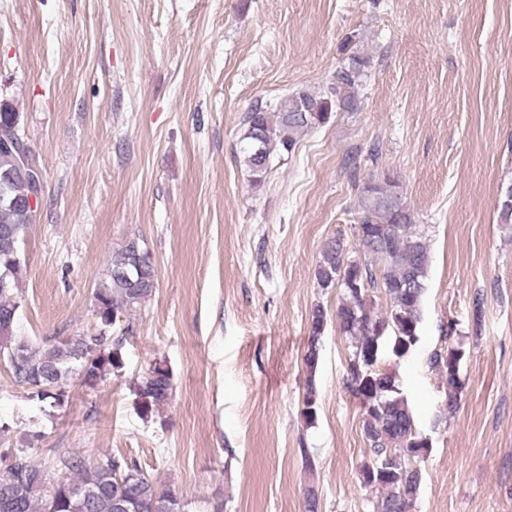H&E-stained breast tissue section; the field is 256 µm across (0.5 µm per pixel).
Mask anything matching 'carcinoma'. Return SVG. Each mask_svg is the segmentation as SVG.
<instances>
[{
	"mask_svg": "<svg viewBox=\"0 0 512 512\" xmlns=\"http://www.w3.org/2000/svg\"><path fill=\"white\" fill-rule=\"evenodd\" d=\"M354 46L353 37H346V58L327 93L296 91L246 114L243 153L253 183L263 181L273 156L295 150L300 131L326 123L335 108L357 109L355 87L367 61ZM12 167L9 152L0 149V273L8 272L0 287V357L9 363L14 382L31 397L57 406L69 378L77 376L91 387L122 370V342L112 340L110 331L123 312L151 296L155 267L148 264L152 256L142 240L130 237L112 252L106 278L95 289L96 331L41 345L16 336L23 301L21 244L27 228L39 219V202L31 201L29 183L12 173ZM358 214L361 230L354 236L360 256L350 258L343 238L334 236L321 249L315 278L321 288L342 290L335 318L350 341L348 388L361 407L368 457L359 470L360 483L374 493L372 512H411L423 478L416 463L427 455L430 442L415 428L397 374L381 368L380 362L386 350L397 360L406 357L420 340L429 249L412 231L413 215L388 178L371 177L363 184ZM378 288L389 301L384 317L374 312L370 299ZM326 323L325 310L315 306L304 356L308 377L302 415L309 423L317 416L315 370ZM463 357L462 349L451 345L428 357L429 368L446 381V416L458 406ZM134 391L141 414L151 415L172 396L169 369L156 364L134 383ZM5 459L0 512H182L186 507L176 487L158 485L123 457L106 456L90 464L76 453H65L38 464L26 449L18 448Z\"/></svg>",
	"mask_w": 512,
	"mask_h": 512,
	"instance_id": "carcinoma-1",
	"label": "carcinoma"
}]
</instances>
